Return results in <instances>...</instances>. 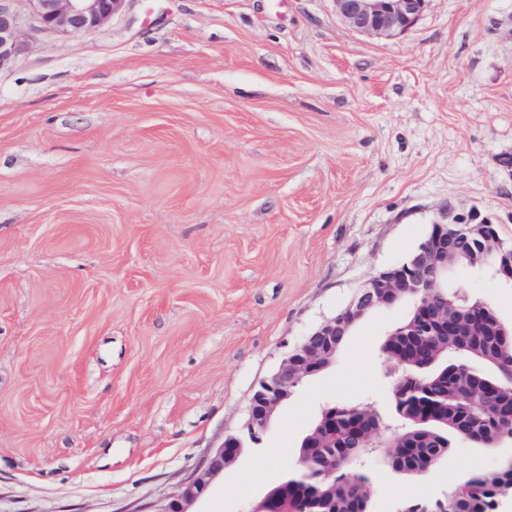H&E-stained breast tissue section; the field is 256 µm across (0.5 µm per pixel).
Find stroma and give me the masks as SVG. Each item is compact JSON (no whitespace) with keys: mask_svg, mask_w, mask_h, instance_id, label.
Segmentation results:
<instances>
[{"mask_svg":"<svg viewBox=\"0 0 512 512\" xmlns=\"http://www.w3.org/2000/svg\"><path fill=\"white\" fill-rule=\"evenodd\" d=\"M23 39L0 69V512H156L246 420L258 382L447 207L512 242V0H429L408 31L333 0H126ZM454 281L512 322V288ZM375 311L280 407L201 512H251L323 408L393 416ZM512 442L414 477L364 465L371 512L431 496Z\"/></svg>","mask_w":512,"mask_h":512,"instance_id":"35a3bbf8","label":"stroma"}]
</instances>
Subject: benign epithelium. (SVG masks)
<instances>
[{
    "label": "benign epithelium",
    "instance_id": "1",
    "mask_svg": "<svg viewBox=\"0 0 512 512\" xmlns=\"http://www.w3.org/2000/svg\"><path fill=\"white\" fill-rule=\"evenodd\" d=\"M15 0H0V68L9 65L20 47L21 24ZM41 26L49 31L82 34L96 30L122 10L125 0H26ZM337 14L354 30L378 35L403 33L425 10L428 0H333ZM477 246L472 267L495 269L512 285V243L504 242L494 220L473 208L440 213L418 248L402 263L376 272L356 289L349 303L320 323L287 351L278 367L259 381L247 406L243 427L225 436L203 471L188 477L183 489L166 499L159 512H194L193 505L213 479L233 464L243 449L261 441L279 405L325 357L336 352L337 337L370 312L392 306L400 292L413 295L423 288L448 287V240Z\"/></svg>",
    "mask_w": 512,
    "mask_h": 512
}]
</instances>
